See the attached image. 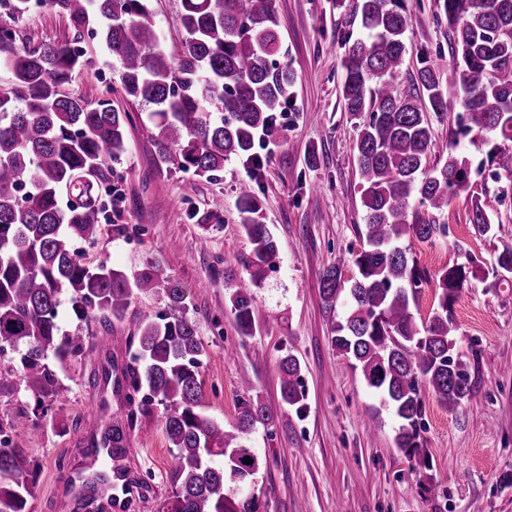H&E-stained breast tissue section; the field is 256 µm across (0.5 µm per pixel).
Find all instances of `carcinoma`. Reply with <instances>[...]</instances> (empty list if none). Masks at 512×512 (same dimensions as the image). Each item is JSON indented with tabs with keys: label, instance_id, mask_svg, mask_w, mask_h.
I'll list each match as a JSON object with an SVG mask.
<instances>
[{
	"label": "carcinoma",
	"instance_id": "cac0c4a2",
	"mask_svg": "<svg viewBox=\"0 0 512 512\" xmlns=\"http://www.w3.org/2000/svg\"><path fill=\"white\" fill-rule=\"evenodd\" d=\"M73 31V41L31 45L15 26L30 0H0V70L12 75L0 92V389L16 382L43 415L61 401L64 367L88 358L112 332L135 297L152 288L167 311L146 317L130 362L113 377L108 352L90 377L104 393L101 425L88 437L85 455L116 459L138 416L161 406L164 432L177 459L169 480L170 512H258L255 483L264 461L249 446L256 423L275 421L276 408L251 395L225 424L204 413L200 368L203 347L188 316L182 283L159 263L127 273L107 260L91 266L77 249L94 243L112 186V162L127 152L129 114L101 99L91 106L64 93L73 74L88 64L77 47L86 34L99 40L119 70L124 96L150 108L160 160L195 177H212L237 157L254 159L256 139L275 131L294 74L278 61L280 36L273 0H182L178 58L161 46L150 0H45ZM364 36L341 58V96L356 125L355 160L365 209L364 246L352 255L355 275L343 277L340 260L322 272L321 298L334 310L333 346L350 360L367 387L388 403L399 421L395 445L405 456L423 448V390L455 409L471 387L467 364L455 354L452 306L474 271L454 264L436 274L435 302L426 320L412 305L429 282L398 241L448 236V225L408 222L415 206L436 211L468 188V164L453 151L430 163L428 113H456L455 137L477 130L512 141V0H444L458 80L445 85L421 59L409 92L396 80L408 54L411 25L406 0H361ZM491 163L512 175V150L495 146ZM242 227L252 246L247 271L259 285L277 255L268 225L258 217L252 183L239 184ZM474 233L487 236L494 223L473 206ZM512 275V244L496 253L492 274ZM68 295L75 325L59 319ZM237 332L255 331L253 295L240 287L229 298ZM99 329L91 331L90 324ZM301 365L292 355L279 362L282 402L302 407ZM125 391L128 412L115 414L106 393ZM17 428L0 420V512H29L39 464L18 446ZM253 463H245V459ZM80 488L95 494L112 485L105 469Z\"/></svg>",
	"mask_w": 512,
	"mask_h": 512
}]
</instances>
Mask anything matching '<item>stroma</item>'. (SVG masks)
<instances>
[{
  "instance_id": "35a3bbf8",
  "label": "stroma",
  "mask_w": 512,
  "mask_h": 512,
  "mask_svg": "<svg viewBox=\"0 0 512 512\" xmlns=\"http://www.w3.org/2000/svg\"><path fill=\"white\" fill-rule=\"evenodd\" d=\"M360 0H274L284 62L296 82L293 101L278 117L279 129L255 152L263 165L225 162L210 178L192 177L163 164L145 132L150 114L122 97L111 56L89 45L91 62L67 91L93 103L111 97L130 115L128 150L115 167L123 202L108 212L98 241L86 251L94 264L109 259L131 272L162 264L186 288L189 315L205 355L201 367L204 411L234 421L250 379L263 401L280 405L278 365L295 355L301 364L306 409L284 408L274 426H257L251 445L266 457L255 487L259 512H512V281L492 286L482 278L495 252L512 244V206L499 193L512 181L474 178L470 188L438 214L448 238L422 242L405 236L402 247L429 275L471 262L479 276L466 284L454 307L456 350L469 366L472 391L457 409L442 407L424 393L422 436L429 468L419 474L414 459L394 445L398 422L392 409L370 392L331 342L332 316L320 297L322 270L350 259L362 246L364 207L354 161L355 121L341 100V56L346 41L362 36ZM412 23L409 55L398 79L409 90L427 49L428 65L441 79L453 76L448 21L439 0H407ZM168 55L181 49V0H150ZM32 43H64L66 23L49 8L29 12L17 27ZM433 157L449 146L472 165L489 161L491 145L474 133L454 142V115L433 118ZM251 179L259 217L278 242L275 265L253 288L254 336H239L229 296L247 278L251 245L241 224L238 185ZM492 214L494 236L472 233L474 205ZM207 245H200V238ZM162 293L139 295L114 333L112 353L127 360L126 340L140 320L166 311ZM90 364L73 363L63 382L59 424L49 429L22 386L0 390V419L25 428L18 441L39 470L31 512H72L68 472L59 457L80 466L90 432L100 423L86 408L96 393L86 384ZM157 414L139 417L117 464L127 478L145 481L143 497L121 495L113 512H168L169 474L175 465ZM432 478L437 494L424 489Z\"/></svg>"
}]
</instances>
